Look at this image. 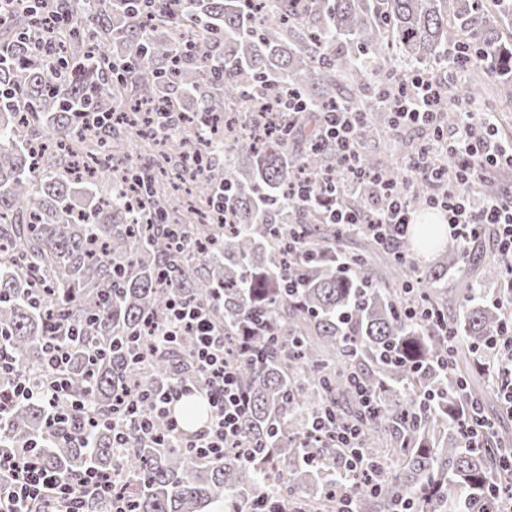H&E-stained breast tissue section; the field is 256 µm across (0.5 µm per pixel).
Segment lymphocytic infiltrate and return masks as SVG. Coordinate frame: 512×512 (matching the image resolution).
Returning <instances> with one entry per match:
<instances>
[{"label":"lymphocytic infiltrate","instance_id":"f902f5d3","mask_svg":"<svg viewBox=\"0 0 512 512\" xmlns=\"http://www.w3.org/2000/svg\"><path fill=\"white\" fill-rule=\"evenodd\" d=\"M459 69V64H451L447 78L442 80L420 72H393L388 88L378 97L379 106L394 112L397 123L433 129L432 140L409 158L402 185H393L361 167L355 131L365 123L367 115L340 108L327 114L324 136L335 147L336 170L343 177L342 184H333L328 177L301 179L293 184L292 197L305 203L317 192L327 193L335 200L326 213L327 223L348 225L351 230L370 233L377 241L397 247L406 241L408 228L414 222L410 189L414 184L426 183L433 188L429 206L442 215L452 238L468 241L492 226L497 231L499 253L512 258V196L489 191L475 197L461 189L465 183L486 182L499 164H512V142L501 140L491 118L474 103L456 96L453 80ZM451 106L460 111L461 119L447 133L438 122L441 113ZM445 151L450 153L456 171L452 180L445 177L438 163ZM364 182L372 183L380 195L387 197L385 207L365 210L348 204V195ZM183 330L196 337L193 361L210 405V418L206 427L190 438L183 436L178 420H171L170 439L178 447L192 448L206 456H219L227 449L249 456L240 435V422L249 409V401L236 366L224 351L223 333L209 311L201 306L171 303L165 320L150 326V345L155 349L168 347ZM65 362L61 346H49L46 366L52 369V376L39 373L24 379L14 394L19 400H38L47 406L49 432H59L72 424L76 427L75 437L81 438L91 430L95 419L87 414L85 402L67 400L69 383L58 374ZM190 389L186 383L161 396L146 390L123 391L112 402V417L136 419L146 410L169 414L171 405ZM359 434L358 426L336 421L327 410L313 412L307 429L308 437L348 450L347 481L372 483L379 477V468L360 448ZM87 498L108 500L114 512H127L111 474L90 467L72 482L55 469L43 466L34 448H0V512H28L36 501L43 502L51 512H79Z\"/></svg>","mask_w":512,"mask_h":512}]
</instances>
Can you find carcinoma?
<instances>
[{
  "instance_id": "1",
  "label": "carcinoma",
  "mask_w": 512,
  "mask_h": 512,
  "mask_svg": "<svg viewBox=\"0 0 512 512\" xmlns=\"http://www.w3.org/2000/svg\"><path fill=\"white\" fill-rule=\"evenodd\" d=\"M134 2L58 0L51 8L75 25L50 59L34 47L42 9L6 11L26 26L0 40V444L39 439L44 463L69 477L89 465L113 474L130 512H243L259 497L281 512H337L348 453L305 437L311 413L326 408L361 429L382 470L376 486L353 488L358 512H394L401 498L415 512H470L490 481L512 483L501 466L509 441L474 447L459 418L467 398L500 400L473 370L476 352L491 353L512 323L483 292L512 262L498 257L443 288L468 252L450 240L421 269L427 287L410 292L392 251L378 269L371 247L341 254L348 230L320 232L326 198L297 205L289 194L301 177L336 173L322 132L336 104L370 113L363 142L395 122L368 93L377 70L468 55L465 98L482 100L492 73L512 104V40L501 33L512 0ZM342 86L364 93L340 97ZM288 91L304 110L269 115V136L249 134L258 102ZM168 113L180 134L160 132ZM360 163L402 178L367 154ZM223 186L230 224L215 212ZM452 297L462 319L451 336L407 317L418 306L446 318ZM173 301L207 308L224 332L250 399V462L162 448L131 423L125 447H113L115 394L195 380L191 333L148 348L145 319L160 322ZM51 338L69 353L72 398L99 421L90 448L48 436L43 403L12 402ZM363 387L377 399L371 411ZM180 413L189 429L207 416L192 400Z\"/></svg>"
}]
</instances>
